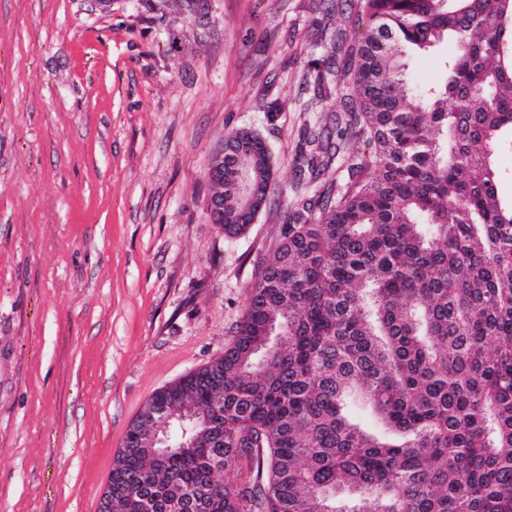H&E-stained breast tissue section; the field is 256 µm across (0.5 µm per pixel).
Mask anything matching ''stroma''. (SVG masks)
I'll return each mask as SVG.
<instances>
[{"mask_svg":"<svg viewBox=\"0 0 512 512\" xmlns=\"http://www.w3.org/2000/svg\"><path fill=\"white\" fill-rule=\"evenodd\" d=\"M157 3L0 0V512H97L128 427L223 356L301 199L322 0ZM452 49L409 58L412 84ZM240 129L274 176L228 238L207 168Z\"/></svg>","mask_w":512,"mask_h":512,"instance_id":"35a3bbf8","label":"stroma"}]
</instances>
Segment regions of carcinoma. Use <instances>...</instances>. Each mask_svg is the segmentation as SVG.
Wrapping results in <instances>:
<instances>
[{"instance_id": "cac0c4a2", "label": "carcinoma", "mask_w": 512, "mask_h": 512, "mask_svg": "<svg viewBox=\"0 0 512 512\" xmlns=\"http://www.w3.org/2000/svg\"><path fill=\"white\" fill-rule=\"evenodd\" d=\"M354 2L347 31L326 0L314 43L307 197L224 355L156 397L206 413L196 445L177 437L154 466L138 416L112 464L118 509L512 512V203L493 163L512 150V0ZM448 39L445 81L411 87L408 57ZM226 140L210 219L235 237L256 217L242 190L273 165L259 135ZM352 395L385 432L348 418Z\"/></svg>"}]
</instances>
